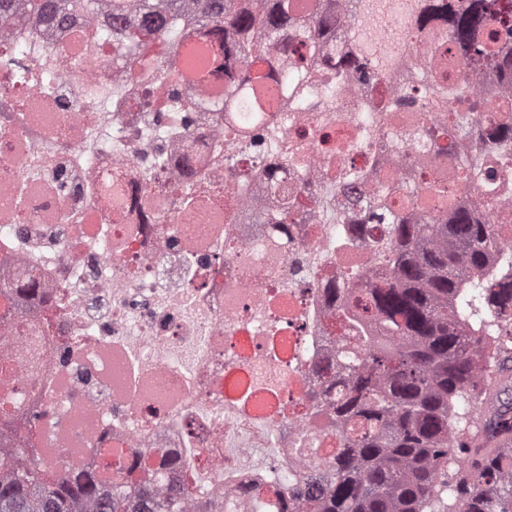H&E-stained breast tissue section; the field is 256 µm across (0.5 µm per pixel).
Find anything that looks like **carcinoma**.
Returning <instances> with one entry per match:
<instances>
[{
	"label": "carcinoma",
	"instance_id": "cac0c4a2",
	"mask_svg": "<svg viewBox=\"0 0 512 512\" xmlns=\"http://www.w3.org/2000/svg\"><path fill=\"white\" fill-rule=\"evenodd\" d=\"M348 40L355 50L336 56L354 68L365 64L378 77L393 64L398 39L370 38L373 26L391 12L389 0H355ZM98 8L97 0H0V19H40L64 27ZM112 15V42L118 59H131L132 49L146 51L159 41L167 49L158 63V78L169 67L182 66L186 38L194 35L209 50V66L201 84L224 87V115L250 133L263 115L254 93L237 92L253 59L273 49L277 57L267 73L273 86L288 83L308 59L331 49L340 31L324 14L300 8L293 0H107ZM413 24L421 34L441 41L442 53L428 63L427 104L451 103L472 110L473 86L446 71L448 44L466 62L486 69L512 71V0H414ZM392 112H420V98L407 89L390 106ZM499 122L491 152L478 162L454 164L456 191L445 196L441 183L429 196L448 199L439 214L419 217L389 208L360 216L366 231L383 225L373 240L383 256L379 275L366 289L367 303L352 289L340 288L343 321L352 339L336 352L332 373L341 379L344 396L311 395L313 405L337 428L340 448L329 449L312 465L325 478L300 480L275 489L278 501L257 497L254 512H283L286 497L302 502V512H455L439 508L449 491L461 512H512V401L487 408L480 418L481 435L457 442L461 414L453 401L478 390L485 373L490 328L506 326L512 335V255L496 273L487 275L493 247L503 232L480 222L484 202L471 196L477 184L512 171V103L499 104ZM23 294L45 305L46 291L30 283L0 286V295ZM482 300L489 319L474 326V301ZM0 432V512H187L213 494L218 476L195 471L191 481L173 485L166 466L141 463L160 448H132L131 463L106 479L75 464L66 471L47 453L29 458V449L8 444ZM459 479L448 484V465Z\"/></svg>",
	"mask_w": 512,
	"mask_h": 512
}]
</instances>
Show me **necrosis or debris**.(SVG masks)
Masks as SVG:
<instances>
[{
  "label": "necrosis or debris",
  "mask_w": 512,
  "mask_h": 512,
  "mask_svg": "<svg viewBox=\"0 0 512 512\" xmlns=\"http://www.w3.org/2000/svg\"><path fill=\"white\" fill-rule=\"evenodd\" d=\"M108 20L0 22V278L34 277L51 296L46 309L0 297V352L17 360L20 414L48 411L60 426L49 441L38 426L20 434L96 472L125 465L123 448H195L192 469L223 472L221 500L251 512L300 471L307 395L328 386L325 361L346 334L336 288L378 267L369 236L328 212L386 191L420 213L453 161L488 146L459 137L454 110L391 111L397 90L423 87L435 50L395 15L379 30L406 50L384 77L316 64L307 101L277 91L269 152L179 77L113 64L111 42L88 34ZM448 65L475 80V117L494 129L503 76L475 72L453 46ZM94 86L121 93L104 111ZM159 153L168 164L142 179ZM275 178L299 199L285 222ZM218 405L223 419L205 417Z\"/></svg>",
  "instance_id": "4bbe7bcc"
}]
</instances>
